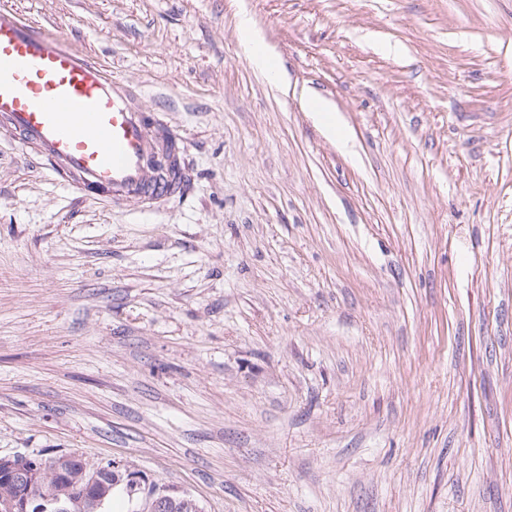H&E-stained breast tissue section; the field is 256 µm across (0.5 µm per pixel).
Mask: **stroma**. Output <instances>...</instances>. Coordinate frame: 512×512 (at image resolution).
<instances>
[{
    "label": "stroma",
    "mask_w": 512,
    "mask_h": 512,
    "mask_svg": "<svg viewBox=\"0 0 512 512\" xmlns=\"http://www.w3.org/2000/svg\"><path fill=\"white\" fill-rule=\"evenodd\" d=\"M0 6L126 83L194 185L79 201L0 131V456L204 512H512V0ZM238 31L242 42L249 50L253 67L274 84L285 82L282 71L274 62V54L265 44L261 32L254 25L251 17L241 13L238 18Z\"/></svg>",
    "instance_id": "1"
}]
</instances>
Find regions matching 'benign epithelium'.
<instances>
[{
  "mask_svg": "<svg viewBox=\"0 0 512 512\" xmlns=\"http://www.w3.org/2000/svg\"><path fill=\"white\" fill-rule=\"evenodd\" d=\"M71 463L65 453L50 464L23 454L0 456V512H31L34 505L37 512H98L104 496L97 488L110 471L124 479L130 494L142 496L141 512H203L189 494L150 484L123 463L85 462L79 482L71 477Z\"/></svg>",
  "mask_w": 512,
  "mask_h": 512,
  "instance_id": "7a95c632",
  "label": "benign epithelium"
}]
</instances>
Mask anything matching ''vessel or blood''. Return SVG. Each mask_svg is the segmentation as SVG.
<instances>
[{"label": "vessel or blood", "instance_id": "vessel-or-blood-1", "mask_svg": "<svg viewBox=\"0 0 512 512\" xmlns=\"http://www.w3.org/2000/svg\"><path fill=\"white\" fill-rule=\"evenodd\" d=\"M0 130L79 195L146 204L184 196L177 139L90 56L0 7Z\"/></svg>", "mask_w": 512, "mask_h": 512}]
</instances>
